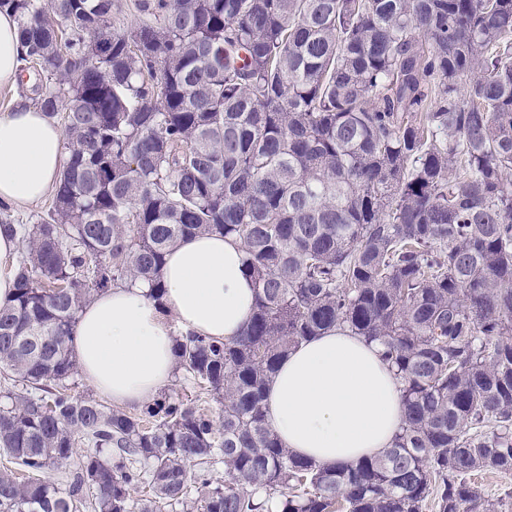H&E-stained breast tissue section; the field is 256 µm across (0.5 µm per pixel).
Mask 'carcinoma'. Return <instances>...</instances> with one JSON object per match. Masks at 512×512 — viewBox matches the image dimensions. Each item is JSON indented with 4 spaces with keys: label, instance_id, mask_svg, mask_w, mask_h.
Returning <instances> with one entry per match:
<instances>
[{
    "label": "carcinoma",
    "instance_id": "obj_1",
    "mask_svg": "<svg viewBox=\"0 0 512 512\" xmlns=\"http://www.w3.org/2000/svg\"><path fill=\"white\" fill-rule=\"evenodd\" d=\"M113 7L0 0L66 154L0 306V512H512L471 481L512 477V0H134L122 33ZM208 233L256 289L235 341L177 334L219 416L75 392L83 307L160 299L167 253ZM336 327L382 345L405 419L332 468L263 401Z\"/></svg>",
    "mask_w": 512,
    "mask_h": 512
}]
</instances>
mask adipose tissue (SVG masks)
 <instances>
[{
	"instance_id": "1",
	"label": "adipose tissue",
	"mask_w": 512,
	"mask_h": 512,
	"mask_svg": "<svg viewBox=\"0 0 512 512\" xmlns=\"http://www.w3.org/2000/svg\"><path fill=\"white\" fill-rule=\"evenodd\" d=\"M15 17L0 11V86L21 76ZM60 128L24 104L0 114V201L45 198L63 167ZM164 295L142 284L97 295L82 310L73 354L80 374L113 403L141 407L171 383L174 332L231 340L250 319L255 288L245 254L218 234L183 239L162 268ZM266 421L294 454L323 466L390 448L404 416L400 383L377 344L333 329L291 350L265 395Z\"/></svg>"
}]
</instances>
